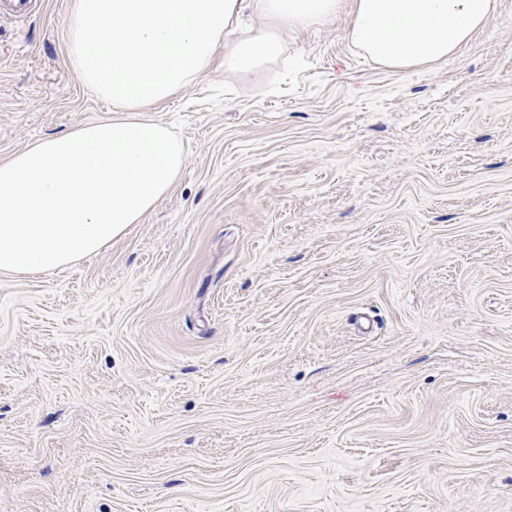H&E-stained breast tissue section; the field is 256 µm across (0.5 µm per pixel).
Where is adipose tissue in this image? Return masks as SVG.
Wrapping results in <instances>:
<instances>
[{
    "label": "adipose tissue",
    "mask_w": 512,
    "mask_h": 512,
    "mask_svg": "<svg viewBox=\"0 0 512 512\" xmlns=\"http://www.w3.org/2000/svg\"><path fill=\"white\" fill-rule=\"evenodd\" d=\"M341 0H74L70 64L117 116L43 138L0 161V274L70 266L141 223L182 176L184 141L145 108L206 71L262 88L289 30L338 16ZM349 42L378 64L447 60L490 23L495 0H351ZM263 20L239 32L243 13Z\"/></svg>",
    "instance_id": "ef3b65f1"
}]
</instances>
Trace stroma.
Segmentation results:
<instances>
[{
    "label": "stroma",
    "mask_w": 512,
    "mask_h": 512,
    "mask_svg": "<svg viewBox=\"0 0 512 512\" xmlns=\"http://www.w3.org/2000/svg\"><path fill=\"white\" fill-rule=\"evenodd\" d=\"M73 2L0 17V161L113 116ZM345 26L151 107L175 188L0 275V512H512V0L425 68Z\"/></svg>",
    "instance_id": "1"
}]
</instances>
